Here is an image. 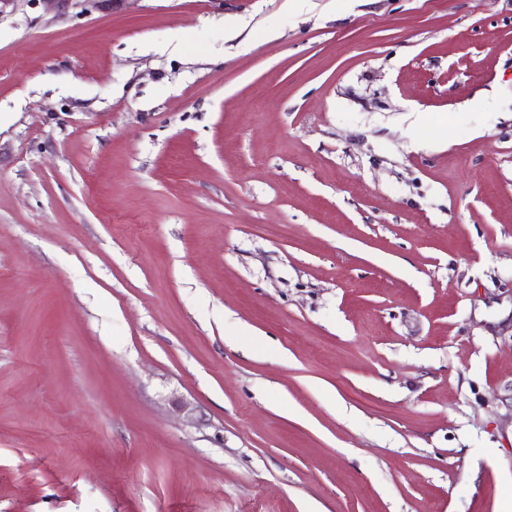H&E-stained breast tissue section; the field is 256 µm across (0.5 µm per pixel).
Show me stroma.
Instances as JSON below:
<instances>
[{"instance_id": "1", "label": "stroma", "mask_w": 512, "mask_h": 512, "mask_svg": "<svg viewBox=\"0 0 512 512\" xmlns=\"http://www.w3.org/2000/svg\"><path fill=\"white\" fill-rule=\"evenodd\" d=\"M511 493L512 0L0 17V512Z\"/></svg>"}]
</instances>
